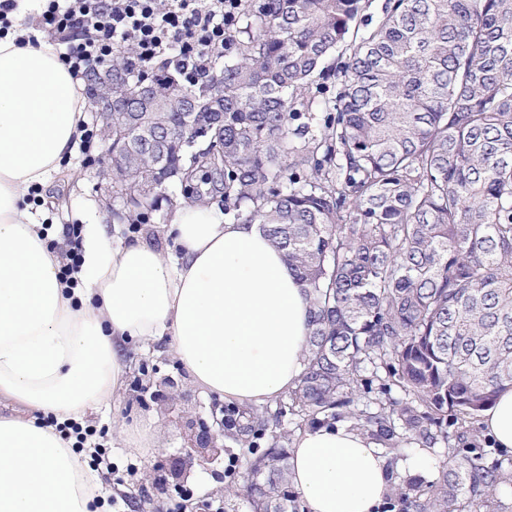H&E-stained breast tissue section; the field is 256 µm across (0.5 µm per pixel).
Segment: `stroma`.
<instances>
[{"label":"stroma","instance_id":"1","mask_svg":"<svg viewBox=\"0 0 512 512\" xmlns=\"http://www.w3.org/2000/svg\"><path fill=\"white\" fill-rule=\"evenodd\" d=\"M107 174L106 146L98 137L89 151H76L49 186L31 191L34 206L50 211L56 242L66 241L70 225L111 223L112 214L106 207ZM181 200V194H173L171 201L150 212L147 223L120 225L118 233L111 236L112 244L139 239L162 252H175L167 224L175 203ZM223 406L222 400L190 383L168 341L148 349L131 344L123 383L109 410L86 418L87 423L108 432L105 446L112 455V494L116 498L111 512H213L216 504L223 512H249L245 499L218 493L219 488L241 483L253 460L249 449L231 440H224L223 456L208 468L196 469L185 487L162 488L146 477L148 470L167 467L170 456L186 447L188 422L212 423L213 410ZM151 424L156 427L153 447H123L120 431L136 432ZM459 453L475 454L485 468L498 469L506 477L493 498L472 496V508L476 512H512V454L495 448L478 424H449L447 439L429 451L433 466L425 472V480H434L437 465Z\"/></svg>","mask_w":512,"mask_h":512}]
</instances>
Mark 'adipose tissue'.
Instances as JSON below:
<instances>
[{
    "mask_svg": "<svg viewBox=\"0 0 512 512\" xmlns=\"http://www.w3.org/2000/svg\"><path fill=\"white\" fill-rule=\"evenodd\" d=\"M78 84L52 46L0 38V512H94L99 479L55 426L108 409L130 340L171 339L191 381L227 403L262 405L295 388L309 303L258 225L207 207L171 214L177 256L139 241L111 246L87 225L70 280L47 247V210L29 200L73 155L85 119ZM512 453V387L481 413ZM289 479L309 512H377L396 475L430 466L425 450L399 463L339 425L308 428L291 449Z\"/></svg>",
    "mask_w": 512,
    "mask_h": 512,
    "instance_id": "adipose-tissue-1",
    "label": "adipose tissue"
}]
</instances>
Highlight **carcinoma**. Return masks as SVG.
<instances>
[{"label": "carcinoma", "mask_w": 512, "mask_h": 512, "mask_svg": "<svg viewBox=\"0 0 512 512\" xmlns=\"http://www.w3.org/2000/svg\"><path fill=\"white\" fill-rule=\"evenodd\" d=\"M243 0L207 81L112 57V210L140 224L160 193L224 201L282 251L309 301L289 391L302 431L340 423L384 448H433L512 385V0ZM333 80L319 100L315 77ZM403 401L364 402L367 368ZM284 412L224 410V437L272 444L234 490L299 512ZM503 477L453 458L409 478L399 512H463Z\"/></svg>", "instance_id": "obj_1"}]
</instances>
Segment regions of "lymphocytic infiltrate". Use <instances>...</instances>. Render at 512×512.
I'll list each match as a JSON object with an SVG mask.
<instances>
[{
  "label": "lymphocytic infiltrate",
  "instance_id": "lymphocytic-infiltrate-1",
  "mask_svg": "<svg viewBox=\"0 0 512 512\" xmlns=\"http://www.w3.org/2000/svg\"><path fill=\"white\" fill-rule=\"evenodd\" d=\"M242 0H46L40 14L24 22L28 42L43 33L62 44L58 54L73 78L83 79L90 67H110L112 57L131 49L139 73L154 72L164 60L182 74L210 73L224 58ZM76 452L102 479H109L108 450L95 442L93 426L71 421L59 425Z\"/></svg>",
  "mask_w": 512,
  "mask_h": 512
}]
</instances>
